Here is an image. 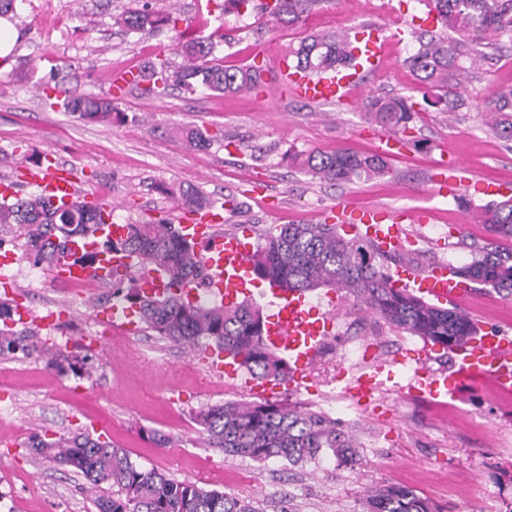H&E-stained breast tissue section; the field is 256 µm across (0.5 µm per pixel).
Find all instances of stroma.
Segmentation results:
<instances>
[{"label":"stroma","mask_w":512,"mask_h":512,"mask_svg":"<svg viewBox=\"0 0 512 512\" xmlns=\"http://www.w3.org/2000/svg\"><path fill=\"white\" fill-rule=\"evenodd\" d=\"M214 0L201 11L198 0H152L176 6L183 25L200 35H224L225 65H263L258 91L221 96L208 91L171 89L162 98L142 86L127 87L116 106L125 113L112 125L87 124L65 112L66 98L92 92L114 94V74L170 56L179 30L127 32L114 18L130 0H20L16 41L8 65L0 64V178L20 175L52 149L70 168L81 195L114 205L113 220L124 224L173 218L174 198L157 192L196 189L211 203L236 199L240 207L224 215L223 229L246 232L258 243L264 229L279 224H319L332 206L412 209L427 213L423 224L408 225L416 240L412 253L397 262L427 270L445 261L470 262L492 237L471 222L457 196L431 193L449 159L464 166L473 184L512 187V148L482 126L478 107L486 89L512 85V44L489 50L468 77V91L450 114L430 108L415 115L406 133L394 136L370 124L363 104L371 96H403L421 101L415 75L406 64L418 35H444L419 0H315L288 25L261 9L237 14ZM374 23L390 33L383 67L364 73L351 98L325 104L285 94L274 74L288 49L314 32H352ZM402 40H395L396 32ZM55 84L42 97L37 80ZM190 126L222 129L208 148L194 150L173 137ZM341 148L382 153L390 176L350 184H329L291 165L289 154ZM11 273L17 282L7 298L28 308L31 317L14 323L17 334L35 345L32 355L0 356V512H96L85 481L55 461L27 448L28 438L86 432L125 448L132 461L178 481L194 482L252 500L260 512H366L368 490L383 484L412 488L443 512H512V393L490 381L465 388L456 399L420 401L383 394L392 414L378 418L344 398L336 369L350 366L351 344L371 337L380 351L395 356L422 341L390 330L374 318L341 304L333 353L316 367L311 391H284L286 403L326 413L359 437L355 466H338L323 456L303 467L270 459L257 462L209 447L194 414L202 407L249 400L245 387L212 374L193 350L140 329L121 336L102 329L97 311L112 299V287L97 284L75 292L56 282L45 266L16 254ZM460 308L477 324L512 336V295L473 286ZM57 310L54 327L41 321ZM89 354L87 374L62 375L48 364L57 349ZM160 432L161 448L149 436Z\"/></svg>","instance_id":"1"}]
</instances>
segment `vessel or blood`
Masks as SVG:
<instances>
[{
    "label": "vessel or blood",
    "instance_id": "1",
    "mask_svg": "<svg viewBox=\"0 0 512 512\" xmlns=\"http://www.w3.org/2000/svg\"><path fill=\"white\" fill-rule=\"evenodd\" d=\"M364 43L367 63L377 68L384 62L382 29L373 27L357 34ZM279 79L294 94L304 100L318 103L348 97L356 80L355 74L336 72L320 78H311L281 66ZM31 184L47 198L73 200L77 194L74 174L57 163L53 153H46L43 163L27 170ZM336 220L346 231L371 241L379 250L392 253L403 248L409 237L401 217L369 210H353L336 206ZM223 214L215 208L196 215H180L178 227L184 236L196 241L205 252L210 297L234 303L252 296H260L271 309L263 341L288 363V380L257 382L243 380L248 391L261 399L275 396L282 386L304 388L318 359L334 335L336 318L333 313L313 306L305 295L291 292L256 279L250 261L251 248L238 234L222 232ZM121 255L107 256L99 267L66 263L54 270L57 278L73 281L82 278L103 279L108 270L123 264ZM395 287L422 295L444 305L460 303L465 283L450 272L447 263H437L421 273L410 266L395 268L391 274ZM401 358L379 355L373 347H366L363 364L358 369H340L338 380L346 398L361 406L380 402L387 382L394 380ZM488 380L498 389L512 391V337L493 328H482L468 337L454 351L451 371L435 374L418 369L402 385V392L421 399L458 398L463 389Z\"/></svg>",
    "mask_w": 512,
    "mask_h": 512
}]
</instances>
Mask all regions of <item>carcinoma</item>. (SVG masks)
I'll list each match as a JSON object with an SVG mask.
<instances>
[{
  "instance_id": "cac0c4a2",
  "label": "carcinoma",
  "mask_w": 512,
  "mask_h": 512,
  "mask_svg": "<svg viewBox=\"0 0 512 512\" xmlns=\"http://www.w3.org/2000/svg\"><path fill=\"white\" fill-rule=\"evenodd\" d=\"M317 0H277L276 18L295 22ZM428 13L448 31L446 37L419 39V47L407 58L419 84L427 89L426 102L450 112L466 89L468 68L460 59L469 56L475 66L485 58L481 47L512 43V0H422ZM180 18L170 9H157L144 2L115 18V24L131 31L177 28ZM224 35L182 37L173 53L178 64L163 59L149 61L131 74L130 82L150 83L146 91L157 96L172 86L188 91L236 94L262 83L263 69L228 68L218 62L216 52ZM294 69L313 76L336 72L354 65L349 36L323 32L305 37L290 53ZM65 109L85 123L110 125L125 118L114 111L112 99L94 93L64 101ZM368 119L376 126L406 131L416 113L415 102L406 97L372 96L364 105ZM486 127L498 138L512 142V88H495L482 111ZM177 136L189 148L203 149L213 136L198 128L183 129ZM291 163L312 176L330 183H348L362 178L390 174L385 158L376 153L338 149L332 153L312 150L288 155ZM177 202L191 212L210 206L198 191H182ZM467 212L501 241L512 242V198L473 206L461 202ZM112 210L80 198L56 204L39 192L0 202V231L23 241L25 255L53 269L70 258L86 264L97 253L120 252L131 260L151 267L166 283L168 293L152 296L143 292L131 275V267L109 270L113 297L131 309L146 328L158 336L190 347L203 340L240 363L252 379L283 380L287 370L280 356L262 342L265 319L262 309L249 302L233 305L198 303L189 305L179 298L182 288L207 286L204 259L197 244L185 239L172 224L129 222L125 236L113 239L107 226ZM94 242L98 252L76 255L73 244ZM386 254L370 242L338 231L335 224H283L269 228L263 243L250 255L256 278L280 287L305 292L325 286L344 292L352 307L396 332L416 336L443 351H451L476 332L477 325L461 310L433 305L423 298L391 285ZM458 277L474 284L512 293V248L497 245L483 248L472 260L451 268ZM15 308L0 300V354L25 349L23 338L8 327ZM58 372H76L86 359L60 351L50 362ZM209 446L233 456L256 461L270 458L292 465L314 462L331 452L338 465L356 461V438L335 419L296 404L278 401L238 402L203 408L196 414ZM29 447L46 458L82 475L86 490L112 486V493L94 498L97 512H258L253 501L231 497L222 491L196 483L177 482L155 470H144L127 451L109 441L84 433L68 438L35 434ZM366 512H440L428 499L401 485L370 490L365 497Z\"/></svg>"
}]
</instances>
